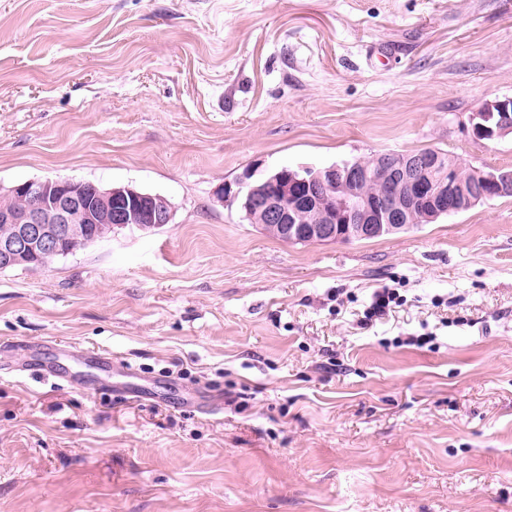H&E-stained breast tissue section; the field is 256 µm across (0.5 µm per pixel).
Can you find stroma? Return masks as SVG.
Masks as SVG:
<instances>
[{
	"label": "stroma",
	"mask_w": 512,
	"mask_h": 512,
	"mask_svg": "<svg viewBox=\"0 0 512 512\" xmlns=\"http://www.w3.org/2000/svg\"><path fill=\"white\" fill-rule=\"evenodd\" d=\"M510 97L512 0H0V184L173 205L0 270V512H512V196L349 244L218 199L385 151L512 168L469 123ZM45 340L112 389L27 370ZM396 293L389 288H382L375 291L372 296L371 304L364 311V325H371L378 319H382L392 307L397 303Z\"/></svg>",
	"instance_id": "1"
}]
</instances>
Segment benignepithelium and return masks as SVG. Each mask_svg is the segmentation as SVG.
Listing matches in <instances>:
<instances>
[{
    "label": "benign epithelium",
    "mask_w": 512,
    "mask_h": 512,
    "mask_svg": "<svg viewBox=\"0 0 512 512\" xmlns=\"http://www.w3.org/2000/svg\"><path fill=\"white\" fill-rule=\"evenodd\" d=\"M478 139L512 134V98L489 104L472 119ZM462 164L441 162L430 151L380 153L368 161L308 168L301 177L281 169L262 184L247 178L226 183L225 202L245 198L248 215L290 242L350 243L384 232L430 224L481 201L512 196V169L475 171L459 176ZM378 183L379 190L369 191ZM0 197L17 206H0V224L12 232L0 237V268L24 264L40 253L56 254L65 242L85 237V226L147 231L169 224L173 206L160 194L129 186L104 189L91 182L46 178L0 187Z\"/></svg>",
    "instance_id": "benign-epithelium-1"
}]
</instances>
